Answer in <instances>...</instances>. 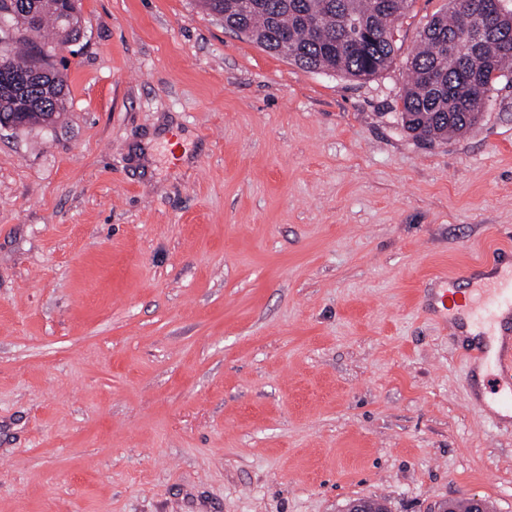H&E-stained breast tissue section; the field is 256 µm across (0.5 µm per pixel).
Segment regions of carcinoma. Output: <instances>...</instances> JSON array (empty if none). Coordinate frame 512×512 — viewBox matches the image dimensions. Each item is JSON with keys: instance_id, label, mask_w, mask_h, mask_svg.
Listing matches in <instances>:
<instances>
[{"instance_id": "1", "label": "carcinoma", "mask_w": 512, "mask_h": 512, "mask_svg": "<svg viewBox=\"0 0 512 512\" xmlns=\"http://www.w3.org/2000/svg\"><path fill=\"white\" fill-rule=\"evenodd\" d=\"M224 28L242 34L269 52L281 54L306 72L329 71L365 79L386 70L395 51V23L414 0H198ZM435 15L420 34L400 96L403 128L431 143L462 134L482 118L495 85L512 82V9L486 42L463 28L457 5ZM28 14L9 16L19 31L0 53V114L23 113V126L65 111L64 75L50 67L47 54L80 35L74 0H27Z\"/></svg>"}]
</instances>
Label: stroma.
<instances>
[{
	"label": "stroma",
	"instance_id": "1",
	"mask_svg": "<svg viewBox=\"0 0 512 512\" xmlns=\"http://www.w3.org/2000/svg\"><path fill=\"white\" fill-rule=\"evenodd\" d=\"M68 105L0 129V512H512L439 276L512 257V83L427 144L195 0H75Z\"/></svg>",
	"mask_w": 512,
	"mask_h": 512
}]
</instances>
